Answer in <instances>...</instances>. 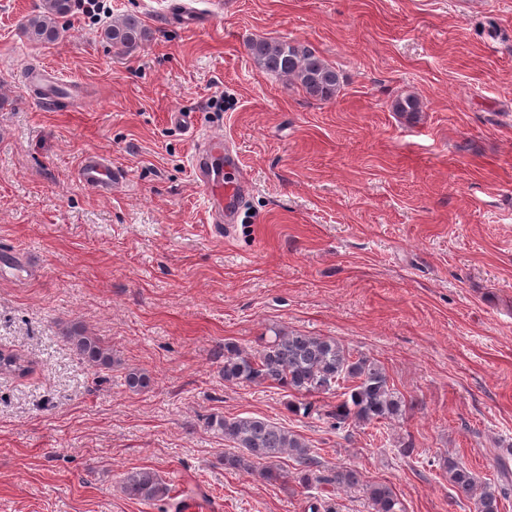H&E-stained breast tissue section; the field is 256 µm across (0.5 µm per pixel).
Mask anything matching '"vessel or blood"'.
Returning <instances> with one entry per match:
<instances>
[{
	"label": "vessel or blood",
	"instance_id": "b4317fda",
	"mask_svg": "<svg viewBox=\"0 0 512 512\" xmlns=\"http://www.w3.org/2000/svg\"><path fill=\"white\" fill-rule=\"evenodd\" d=\"M237 167L234 149L219 134L206 135L192 157L195 180L208 198L212 224L219 232L223 231L225 225L235 223L239 200L250 188L246 178H225V170ZM77 178L85 187L105 197L123 183L122 172L98 152H88L82 156Z\"/></svg>",
	"mask_w": 512,
	"mask_h": 512
}]
</instances>
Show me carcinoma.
<instances>
[{
  "mask_svg": "<svg viewBox=\"0 0 512 512\" xmlns=\"http://www.w3.org/2000/svg\"><path fill=\"white\" fill-rule=\"evenodd\" d=\"M71 9L72 0H44L42 12L27 20L25 33L37 43L56 41L60 35L58 20ZM102 36L125 53L145 41L147 32L137 17L127 15L107 25ZM247 49L259 68L298 85L316 101H330L340 92L339 72L304 44L286 38H256L248 43ZM392 109L403 115H415L422 111V103L418 97L409 95L395 100ZM65 340L82 363L99 370L112 369V351L99 338L74 327ZM223 376L227 383L262 381L284 387L300 396L288 404V409L304 416L314 410L307 397L338 390L341 400L330 413L337 430L351 424H385L401 416L405 406L404 398L390 383L381 363L362 354L356 356L335 339L324 336L277 331L254 351L226 342ZM125 382L133 390H142L150 386L151 378L144 372L130 370ZM210 424L239 450L224 459L225 465L236 470L252 473L255 465L262 462L260 476L276 481L281 477L279 459L286 456L299 466L297 479L305 489L326 484L340 490L360 482L352 468L322 473L318 449L311 447L302 435L269 419L220 416L211 418ZM443 468L457 492L474 501L475 512H500L501 500L509 495L504 484L478 481L466 466L451 457L444 459ZM122 489L127 497L145 502L163 501L169 495L168 486L150 468L128 472ZM367 492L374 512H403L400 500L389 486L371 485Z\"/></svg>",
  "mask_w": 512,
  "mask_h": 512,
  "instance_id": "1",
  "label": "carcinoma"
}]
</instances>
